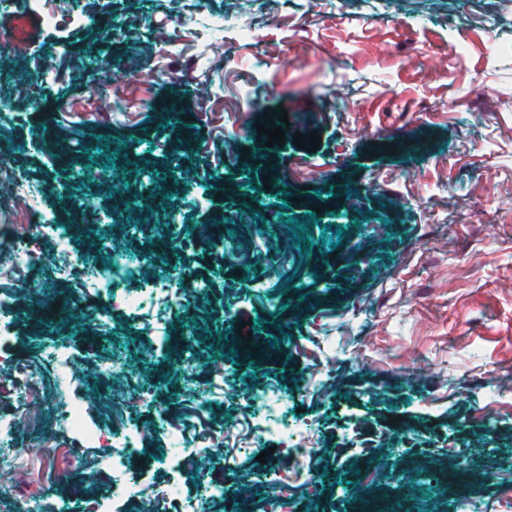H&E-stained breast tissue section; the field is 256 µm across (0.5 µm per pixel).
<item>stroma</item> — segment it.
I'll return each mask as SVG.
<instances>
[{
  "mask_svg": "<svg viewBox=\"0 0 512 512\" xmlns=\"http://www.w3.org/2000/svg\"><path fill=\"white\" fill-rule=\"evenodd\" d=\"M109 23L113 53L84 58L96 24L47 28L36 0H14L1 41L53 59L42 109L18 94L27 74L0 76V155L38 189V212L0 218V241L32 235L41 261L0 266V419L15 422L21 455L0 471V512L37 501L42 512H126L114 493L113 449L90 446L55 417L64 346L71 372L113 361L108 378L73 387L87 419L113 415L141 432L126 474L159 490L223 485L244 512H352L347 485L411 491V512H512V0H56ZM176 48H155L159 26ZM104 77L89 96V80ZM187 117L182 174L155 145L160 103ZM286 111L283 146L258 124ZM88 141L127 160L96 165L110 188L93 194L82 164L59 167L46 148ZM318 134L310 152L295 134ZM420 137L405 158L376 142ZM95 196L115 224L73 232L70 251L109 243L114 259L140 258L133 241H176L190 263L179 301L130 316L103 313L81 275L60 279L55 227L70 221L53 191ZM153 192L161 211L127 220L126 199ZM207 228L204 237L194 228ZM59 291L69 320L44 330L22 310L31 289ZM199 336L191 365L154 347L156 327ZM251 331L266 352L250 365L234 347L216 363L210 340ZM40 376L35 394L9 381L11 362ZM150 387L152 400L140 397ZM271 393L307 422L295 448L253 440L246 399ZM186 450L197 428H221L224 454L200 453L201 477L169 457L166 422ZM454 476L467 494L449 491Z\"/></svg>",
  "mask_w": 512,
  "mask_h": 512,
  "instance_id": "35a3bbf8",
  "label": "stroma"
}]
</instances>
